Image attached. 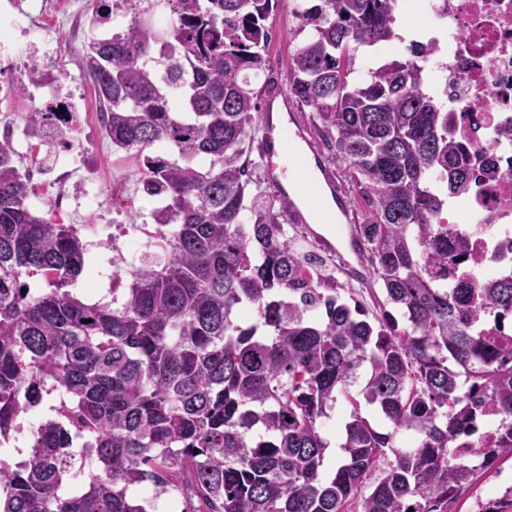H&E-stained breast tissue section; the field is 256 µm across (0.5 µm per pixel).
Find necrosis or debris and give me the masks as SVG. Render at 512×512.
<instances>
[{"label": "necrosis or debris", "instance_id": "4bbe7bcc", "mask_svg": "<svg viewBox=\"0 0 512 512\" xmlns=\"http://www.w3.org/2000/svg\"><path fill=\"white\" fill-rule=\"evenodd\" d=\"M78 0H7L0 10V60L18 65L38 96L62 105L55 128L77 127L88 106L80 92L64 91L61 70L70 52L63 20L78 16ZM401 15H420L425 25L447 33L437 42L431 70L453 118L450 134L466 143L481 176L463 199L476 218L448 237V285L512 273V0H402ZM80 155L45 157L30 177L49 207L83 204L99 212L106 188L71 178Z\"/></svg>", "mask_w": 512, "mask_h": 512}]
</instances>
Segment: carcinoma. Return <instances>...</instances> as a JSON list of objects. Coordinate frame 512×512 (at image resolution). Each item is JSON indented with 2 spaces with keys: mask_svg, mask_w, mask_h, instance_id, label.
<instances>
[{
  "mask_svg": "<svg viewBox=\"0 0 512 512\" xmlns=\"http://www.w3.org/2000/svg\"><path fill=\"white\" fill-rule=\"evenodd\" d=\"M92 40L85 69L112 145L142 170L150 251L112 303L71 224L26 204L29 177L0 141V446L54 394L27 462L0 459V512H455L512 451L451 444L488 405L512 423V344L469 311H512V279L452 295L448 225L475 169L424 89L429 49L391 54L395 0L300 4L288 91L368 205L356 230L385 300L368 319L288 236L290 203L260 190L254 143L271 85L278 0H154ZM367 58L354 68L358 52ZM37 277L48 290L33 292ZM399 311L395 316L387 309ZM339 406L341 460L324 471L321 419ZM394 460H388V455Z\"/></svg>",
  "mask_w": 512,
  "mask_h": 512,
  "instance_id": "cac0c4a2",
  "label": "carcinoma"
}]
</instances>
